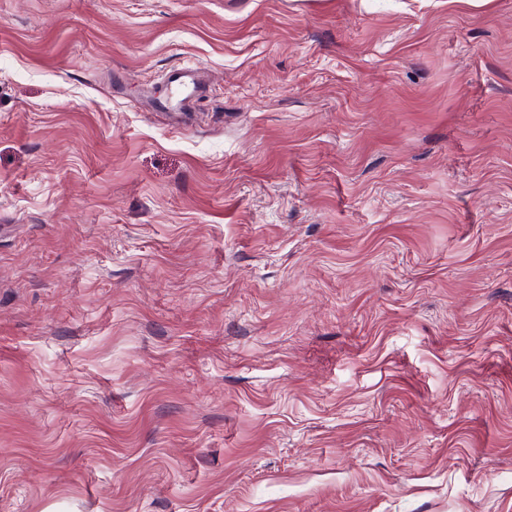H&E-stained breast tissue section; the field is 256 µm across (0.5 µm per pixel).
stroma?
Instances as JSON below:
<instances>
[{
	"mask_svg": "<svg viewBox=\"0 0 512 512\" xmlns=\"http://www.w3.org/2000/svg\"><path fill=\"white\" fill-rule=\"evenodd\" d=\"M0 512H512V0H0ZM178 74L173 79L168 80L170 86V95L162 104V107L168 111L173 108H182V104L190 98L200 99L205 96V85L196 79V69L192 67H184L174 71Z\"/></svg>",
	"mask_w": 512,
	"mask_h": 512,
	"instance_id": "35a3bbf8",
	"label": "stroma"
}]
</instances>
